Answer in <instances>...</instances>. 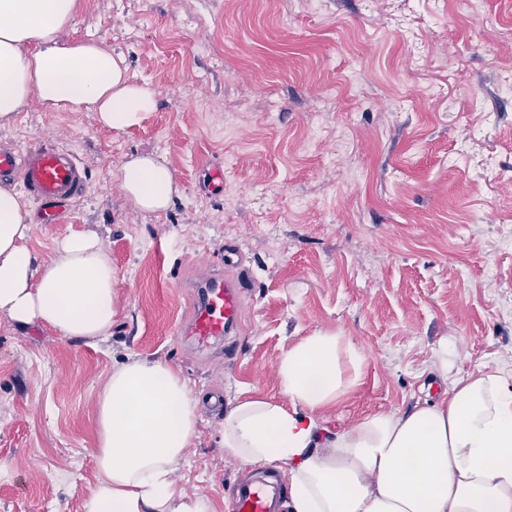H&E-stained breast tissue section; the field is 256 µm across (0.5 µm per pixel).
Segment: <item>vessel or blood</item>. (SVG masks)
Listing matches in <instances>:
<instances>
[{
	"instance_id": "1",
	"label": "vessel or blood",
	"mask_w": 512,
	"mask_h": 512,
	"mask_svg": "<svg viewBox=\"0 0 512 512\" xmlns=\"http://www.w3.org/2000/svg\"><path fill=\"white\" fill-rule=\"evenodd\" d=\"M19 177L24 190L38 200L44 223L64 222L71 204L86 187V172L72 151L39 145L0 151V178ZM243 282L223 272L209 274L194 291L192 314L178 328L201 349L223 347L235 333L244 311ZM279 480L243 485L230 512H277Z\"/></svg>"
}]
</instances>
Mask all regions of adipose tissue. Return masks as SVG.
<instances>
[{
	"label": "adipose tissue",
	"instance_id": "ef3b65f1",
	"mask_svg": "<svg viewBox=\"0 0 512 512\" xmlns=\"http://www.w3.org/2000/svg\"><path fill=\"white\" fill-rule=\"evenodd\" d=\"M78 0H0V127L30 98L65 112H94L121 131L154 109L149 87L131 84L123 56L68 42ZM143 212L165 211L179 189L165 159L138 155L115 171ZM33 213L0 184V315L66 338L107 339L116 310L112 261L96 232L64 237L50 263L27 245ZM440 342L432 374L438 397L406 412L374 411L331 429L323 409L358 385L366 356L339 332L319 330L282 359L290 404L251 397L224 414L220 446L251 466L288 478L289 512H512V376L455 369ZM200 402L175 368L141 359L113 369L96 395L98 483L86 512H209L176 488L172 474L200 422Z\"/></svg>",
	"mask_w": 512,
	"mask_h": 512
}]
</instances>
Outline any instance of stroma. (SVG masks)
<instances>
[{
    "label": "stroma",
    "instance_id": "1",
    "mask_svg": "<svg viewBox=\"0 0 512 512\" xmlns=\"http://www.w3.org/2000/svg\"><path fill=\"white\" fill-rule=\"evenodd\" d=\"M74 40L122 55L156 107L116 131L29 102L0 148L72 150L87 171L63 224H33L41 261L96 230L116 272L103 341L0 316V512H86L96 394L129 356L211 392L287 404L288 349L320 329L363 348L330 428L438 395L441 340L458 367L512 373V0H79ZM165 158L180 187L135 211L111 171ZM224 188L208 191L211 166ZM242 247L244 318L231 351L197 361L176 332L200 259ZM202 407L179 486L228 512L264 469L226 457Z\"/></svg>",
    "mask_w": 512,
    "mask_h": 512
}]
</instances>
